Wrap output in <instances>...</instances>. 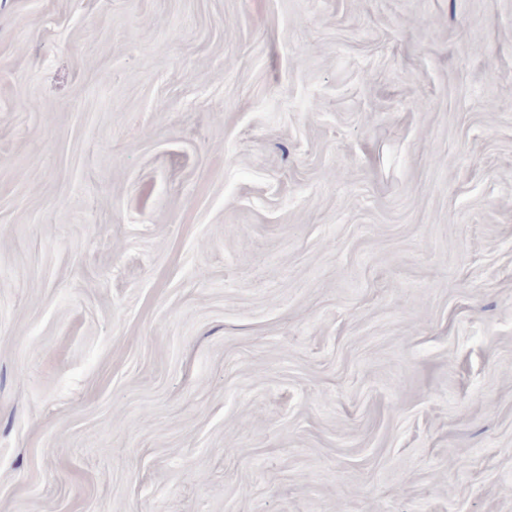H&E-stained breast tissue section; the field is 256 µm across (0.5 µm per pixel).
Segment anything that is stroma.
<instances>
[{"instance_id":"1","label":"stroma","mask_w":512,"mask_h":512,"mask_svg":"<svg viewBox=\"0 0 512 512\" xmlns=\"http://www.w3.org/2000/svg\"><path fill=\"white\" fill-rule=\"evenodd\" d=\"M0 512H512V0H0Z\"/></svg>"}]
</instances>
